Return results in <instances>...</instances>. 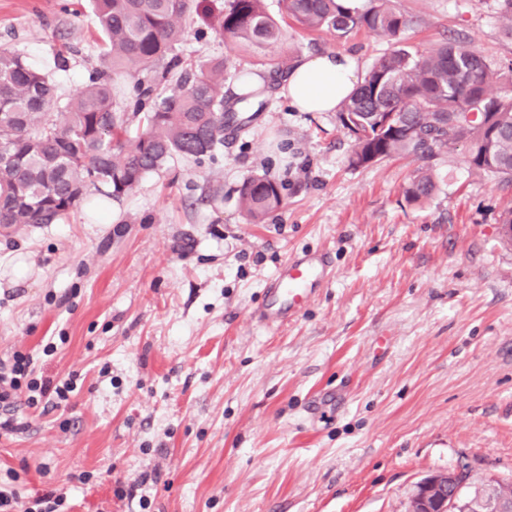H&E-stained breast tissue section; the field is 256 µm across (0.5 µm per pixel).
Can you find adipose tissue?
<instances>
[{
	"instance_id": "obj_1",
	"label": "adipose tissue",
	"mask_w": 512,
	"mask_h": 512,
	"mask_svg": "<svg viewBox=\"0 0 512 512\" xmlns=\"http://www.w3.org/2000/svg\"><path fill=\"white\" fill-rule=\"evenodd\" d=\"M358 62L344 53H325L296 60L280 94L300 112H333L358 86Z\"/></svg>"
}]
</instances>
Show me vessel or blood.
I'll use <instances>...</instances> for the list:
<instances>
[{
  "label": "vessel or blood",
  "mask_w": 512,
  "mask_h": 512,
  "mask_svg": "<svg viewBox=\"0 0 512 512\" xmlns=\"http://www.w3.org/2000/svg\"><path fill=\"white\" fill-rule=\"evenodd\" d=\"M334 277L326 253L290 255L267 280L265 299L251 310L250 317L270 329L285 326Z\"/></svg>",
  "instance_id": "vessel-or-blood-1"
}]
</instances>
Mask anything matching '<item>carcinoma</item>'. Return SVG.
Listing matches in <instances>:
<instances>
[{"mask_svg":"<svg viewBox=\"0 0 512 512\" xmlns=\"http://www.w3.org/2000/svg\"><path fill=\"white\" fill-rule=\"evenodd\" d=\"M306 31L343 37L364 28L393 45L341 104L336 118L353 142L349 165L376 164L394 156L431 158L468 146L471 168L512 183V75L471 43L450 39L421 53L403 43L412 19L394 0H365L354 10L343 0H280ZM106 40L104 64L60 105L49 76L19 54L0 48V224L20 229L54 224L76 208L89 188L112 198L133 191L143 178L176 156L199 159L224 145V59L198 70L179 69L176 46L188 34L197 0H93ZM512 35V0H495ZM227 45L278 43L282 31L262 0H227L214 27ZM136 99L122 103L114 81L130 70ZM174 82L163 96L159 86ZM497 84L500 91L491 86ZM142 126L128 130V108ZM437 184L429 170L405 189L422 202ZM239 203L255 223L280 209L279 185L267 177L242 183Z\"/></svg>","mask_w":512,"mask_h":512,"instance_id":"obj_1","label":"carcinoma"}]
</instances>
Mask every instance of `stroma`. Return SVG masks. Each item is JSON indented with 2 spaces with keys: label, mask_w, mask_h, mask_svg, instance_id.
Returning a JSON list of instances; mask_svg holds the SVG:
<instances>
[{
  "label": "stroma",
  "mask_w": 512,
  "mask_h": 512,
  "mask_svg": "<svg viewBox=\"0 0 512 512\" xmlns=\"http://www.w3.org/2000/svg\"><path fill=\"white\" fill-rule=\"evenodd\" d=\"M425 51L454 35L512 65L493 0H400ZM283 37L242 50L193 18L184 65L220 57L242 125L195 160L177 157L113 201L97 191L54 224L0 236V358L79 374L68 406L23 408L0 467L32 496L63 486L66 512H409L418 484L469 467L512 483V243L499 215L512 183L461 154L350 167L332 112L280 93L305 55L391 49L366 31L307 32L265 0ZM0 47L47 73L60 101L106 52L91 0H0ZM266 94L237 105L244 72ZM432 169L424 204L403 190ZM264 175L284 205L250 223L237 189ZM328 252L335 279L279 329L253 322L288 256ZM57 340L55 354L42 352ZM88 472L87 483H68ZM142 499L126 497L134 483Z\"/></svg>",
  "instance_id": "1"
}]
</instances>
